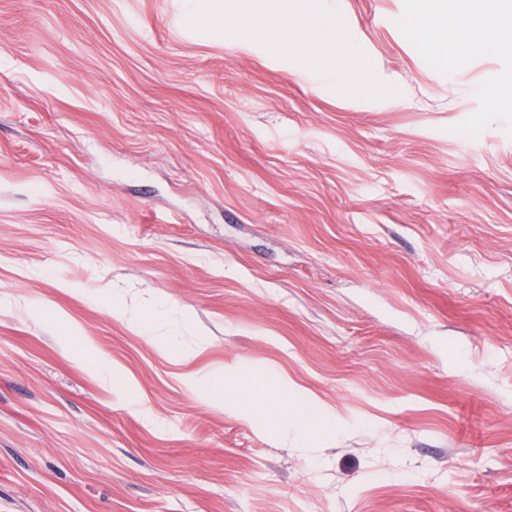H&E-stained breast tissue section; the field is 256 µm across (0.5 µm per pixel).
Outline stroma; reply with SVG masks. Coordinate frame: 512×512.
<instances>
[{"label": "stroma", "instance_id": "35a3bbf8", "mask_svg": "<svg viewBox=\"0 0 512 512\" xmlns=\"http://www.w3.org/2000/svg\"><path fill=\"white\" fill-rule=\"evenodd\" d=\"M328 3L399 95L187 0H0V512H512V51ZM257 372L270 381L268 394L262 401L263 411L266 419L281 427V435L288 440V423L295 427L299 425L314 426L316 424L324 427L329 419L322 407L313 399L302 392H296L288 403L281 401V394L286 387L285 381L276 373L258 368Z\"/></svg>", "mask_w": 512, "mask_h": 512}]
</instances>
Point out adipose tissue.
<instances>
[{"mask_svg": "<svg viewBox=\"0 0 512 512\" xmlns=\"http://www.w3.org/2000/svg\"><path fill=\"white\" fill-rule=\"evenodd\" d=\"M463 15L470 16V24H460ZM411 18L417 38L439 60H448L474 48H512V0H494L492 17L487 21L483 20L475 0H415ZM260 374L269 382L268 394L262 402L268 421L283 428L290 424H327L328 418L316 401L301 392L289 401H282L285 381L265 368Z\"/></svg>", "mask_w": 512, "mask_h": 512, "instance_id": "ef3b65f1", "label": "adipose tissue"}]
</instances>
